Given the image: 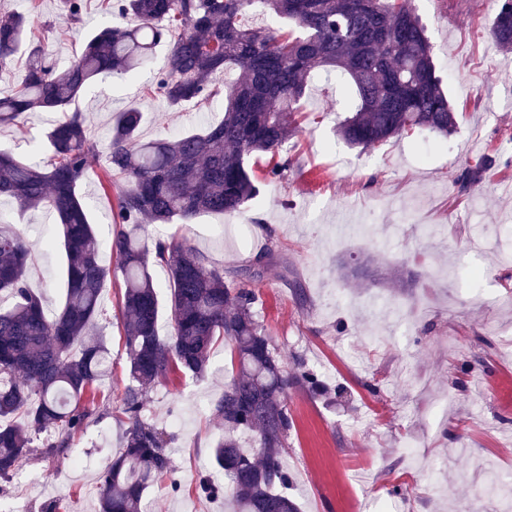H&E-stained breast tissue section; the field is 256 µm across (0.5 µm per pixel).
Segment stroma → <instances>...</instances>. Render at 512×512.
I'll list each match as a JSON object with an SVG mask.
<instances>
[{
    "label": "stroma",
    "instance_id": "1",
    "mask_svg": "<svg viewBox=\"0 0 512 512\" xmlns=\"http://www.w3.org/2000/svg\"><path fill=\"white\" fill-rule=\"evenodd\" d=\"M426 28L442 88L457 125L428 130L372 149L336 133L352 94L336 77L310 80L286 147L285 181L267 178L266 156L250 167L260 189L238 214H201L189 224L148 229L149 236L187 238L209 263L233 278L263 253L273 265L256 283L265 331L286 366L303 361L329 385L343 384L345 404L288 391L294 427L283 449L288 489L302 512H501L487 493L490 474L512 483V168L488 169L468 194L456 181L472 159L504 154L512 142V53L489 30L488 0H411ZM29 14L34 28L53 22L45 46L59 63L80 54L99 26L123 25L102 0H86L80 24L60 20L59 0H0V11ZM159 46L151 63L87 89L75 107L87 134L104 141L112 116L139 103L141 139L171 137L221 121L224 101L171 108L150 89L166 66ZM51 114L33 112L0 127V148L48 161L44 132ZM432 141L421 156L422 141ZM104 160L91 158L79 191L96 233L111 238L114 194L103 193ZM0 220L32 245L29 283L49 311L58 310L66 258L54 216L0 199ZM120 272L102 293L97 324L112 352L106 398L95 422L77 433L71 455L82 461L31 457L20 476L0 480V512H98L101 468L122 446L120 412L128 363L117 318ZM235 373L229 346H217L210 374L198 381L169 374L150 391L145 421L169 436L175 471L146 491L149 512H230L231 503L198 495L212 475V446L224 435L213 403ZM465 388H458L459 377ZM375 383L369 393L366 383ZM180 418L182 427L172 425ZM405 494L389 495L392 486Z\"/></svg>",
    "mask_w": 512,
    "mask_h": 512
}]
</instances>
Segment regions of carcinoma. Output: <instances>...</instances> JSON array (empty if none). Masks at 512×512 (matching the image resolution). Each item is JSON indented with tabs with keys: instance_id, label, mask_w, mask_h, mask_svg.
Wrapping results in <instances>:
<instances>
[{
	"instance_id": "1",
	"label": "carcinoma",
	"mask_w": 512,
	"mask_h": 512,
	"mask_svg": "<svg viewBox=\"0 0 512 512\" xmlns=\"http://www.w3.org/2000/svg\"><path fill=\"white\" fill-rule=\"evenodd\" d=\"M62 19L82 20L85 0H60ZM127 19L91 34L81 54L61 69L33 43L30 18L0 13V71L26 52L20 85L0 95V125H16L34 111L60 113L46 132L54 159L46 167L0 150V197L23 209H44L62 229L67 258L64 300L52 315L27 282L31 250L0 221V478L8 479L35 448L56 460L71 438L98 414L102 378L110 367L105 340L89 333L101 312L111 276L103 243L78 193L88 160L105 154V189L117 187L113 248L122 274L119 319L129 363L121 413L129 421L123 448L98 480L100 512H146L147 488L174 469L167 438L142 419L151 388L168 374H209L211 350L231 344L236 374L213 414L224 438L211 455L232 490L234 512H300L288 495L282 448L294 421L288 389L329 394L319 373L303 363L288 372L254 311L251 270L238 279L186 243L147 238L149 224L186 223L201 213L233 214L256 195L248 168L256 153L270 155L267 176L285 180L291 160L280 151L300 129L292 114L309 78L336 75L352 91V115L337 126L350 146L368 149L413 129L446 134L457 117L436 73L426 30L409 0H105ZM258 8L293 29H254L241 16ZM491 37L512 51V0H500ZM161 43L169 46L153 93L169 106L224 96V118L201 133L143 141L142 112L117 113L105 146L86 133L87 118L67 107L98 79L128 75ZM240 72L233 83L219 73ZM495 163L479 157L458 179L459 191L478 185ZM168 274L171 334H160L161 302L154 269ZM254 434L257 452L239 447L236 434Z\"/></svg>"
}]
</instances>
